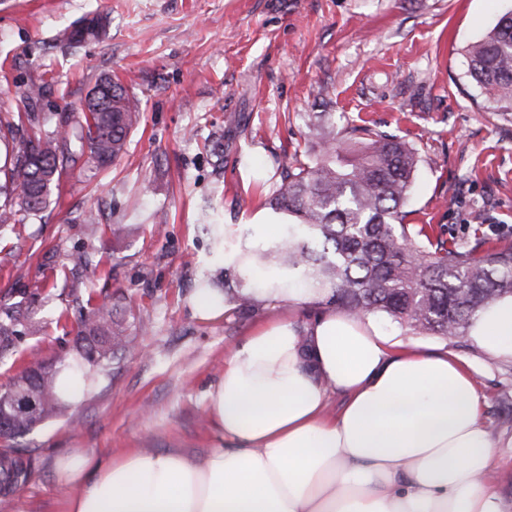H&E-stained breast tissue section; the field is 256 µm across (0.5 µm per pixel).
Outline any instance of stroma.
Returning <instances> with one entry per match:
<instances>
[{"mask_svg": "<svg viewBox=\"0 0 512 512\" xmlns=\"http://www.w3.org/2000/svg\"><path fill=\"white\" fill-rule=\"evenodd\" d=\"M101 10L106 35L75 52L54 45L59 28ZM512 11V0H0V108L18 88L45 84L51 112L84 99L101 74L142 102L126 154L99 169L80 160L51 199L47 222L0 227V305L33 300L37 330L0 348V389L32 360L72 351L75 320L65 276L72 254L94 252L87 293L109 298L139 354H115L67 414L17 439L31 475L11 512H66L60 456L129 449L203 459L223 439L204 415L232 351L275 320L301 325L316 306L259 305L241 317L198 316L201 279L223 280L204 221L235 237L252 223L281 168L312 146L306 119L332 113L337 127L367 121L407 141L419 164L413 224L447 238L512 237V123L467 75V47ZM321 94H313L314 85ZM101 208L96 230L79 219ZM165 223H156V215ZM378 323L403 347L446 353L470 367L486 398L495 442L494 489L512 512V357L473 339Z\"/></svg>", "mask_w": 512, "mask_h": 512, "instance_id": "obj_1", "label": "stroma"}]
</instances>
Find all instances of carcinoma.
<instances>
[{
	"label": "carcinoma",
	"mask_w": 512,
	"mask_h": 512,
	"mask_svg": "<svg viewBox=\"0 0 512 512\" xmlns=\"http://www.w3.org/2000/svg\"><path fill=\"white\" fill-rule=\"evenodd\" d=\"M109 16L95 12L71 22L55 37L72 51L106 32ZM469 76L499 104L497 118L512 123V14L505 15L467 49ZM107 92L94 103L60 112H19L0 118V225L21 224L47 208L54 189L78 159L88 156L107 168L126 152L128 137L141 120V102L110 75ZM42 84L25 85V105L44 96ZM314 156L295 158L267 201L284 217L272 245L235 256L250 269H225L224 281L203 279L199 288L224 293L240 313L258 305L250 288H306L319 303L349 314L383 315L420 333L445 338L470 335L476 316L491 302L512 296V240L491 243L479 233L471 242L444 237L432 224H410L405 210L417 152L406 142L370 125L336 131L331 119L310 128ZM69 296L77 304L75 354L47 362L39 374L23 371L0 391V415L8 422L0 437V504H8L30 476V463L9 442L60 414L66 404L58 391L61 371L89 380L104 358L137 349L118 309L105 300L83 299L88 253L73 257ZM29 307L0 306V344L36 329Z\"/></svg>",
	"instance_id": "carcinoma-1"
}]
</instances>
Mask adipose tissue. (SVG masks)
I'll list each match as a JSON object with an SVG mask.
<instances>
[{"mask_svg":"<svg viewBox=\"0 0 512 512\" xmlns=\"http://www.w3.org/2000/svg\"><path fill=\"white\" fill-rule=\"evenodd\" d=\"M471 337L512 356V297ZM332 390L345 402L331 418ZM483 406L455 357L396 350L370 319L329 310L232 352L206 405L225 444L205 459L73 452L57 468L67 512H503Z\"/></svg>","mask_w":512,"mask_h":512,"instance_id":"ef3b65f1","label":"adipose tissue"}]
</instances>
